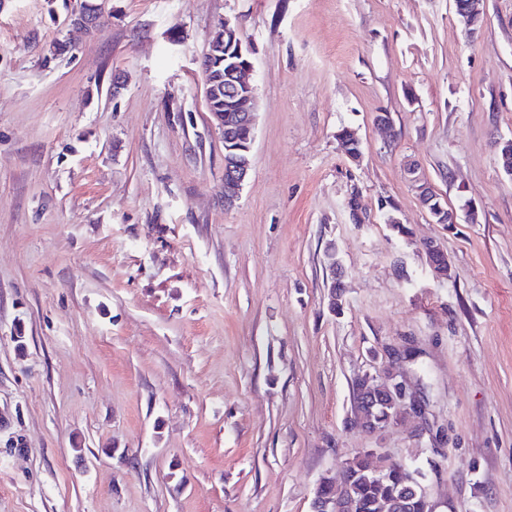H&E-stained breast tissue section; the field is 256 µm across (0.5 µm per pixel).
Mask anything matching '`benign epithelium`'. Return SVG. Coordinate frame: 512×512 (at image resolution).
<instances>
[{
	"mask_svg": "<svg viewBox=\"0 0 512 512\" xmlns=\"http://www.w3.org/2000/svg\"><path fill=\"white\" fill-rule=\"evenodd\" d=\"M486 0H470L469 11L461 14L467 29L476 26V21L485 17ZM101 16L83 10L74 16V24L87 31L98 27ZM224 30L222 46L208 44V49L202 58L200 68L205 84V97H224V107L221 111L210 113L211 122L219 132H224V116L232 113L236 117L234 130L237 137L227 142L226 155H224V205L231 206L238 197L244 182L249 176L251 168V150L255 139L257 116V87L251 79L252 63L249 60V49L243 47L238 36L237 26L225 18L220 21ZM224 50V77L212 75L210 59L219 50ZM424 249L429 259L432 271L436 276L445 277L447 271L439 261L442 250L429 241L424 243ZM388 396L397 401L403 411L412 414L421 413L420 404L416 402L417 395L413 392L408 381L397 379L390 374L381 383L377 390L363 389L359 394L358 402L366 408L372 406L376 397Z\"/></svg>",
	"mask_w": 512,
	"mask_h": 512,
	"instance_id": "1",
	"label": "benign epithelium"
}]
</instances>
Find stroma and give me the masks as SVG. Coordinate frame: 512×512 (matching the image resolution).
Instances as JSON below:
<instances>
[{"mask_svg": "<svg viewBox=\"0 0 512 512\" xmlns=\"http://www.w3.org/2000/svg\"><path fill=\"white\" fill-rule=\"evenodd\" d=\"M84 3L0 0V512H312L362 448L433 512H512V0L471 39L454 0H107L90 34ZM224 17L258 87L230 208L199 69ZM389 371L423 418L351 427ZM416 185L415 189L418 192L419 199L422 200L423 204L428 207V205L437 198V196H432L435 194L432 187L425 181H422L420 178L415 179ZM440 204L443 207H446V205H443L440 198L432 202V207L428 209L430 214L433 216L434 219H437L438 214V221H435V223L438 224H455L458 223L457 219V213L456 211L448 208H442L438 206V211L436 210L437 204Z\"/></svg>", "mask_w": 512, "mask_h": 512, "instance_id": "1", "label": "stroma"}]
</instances>
